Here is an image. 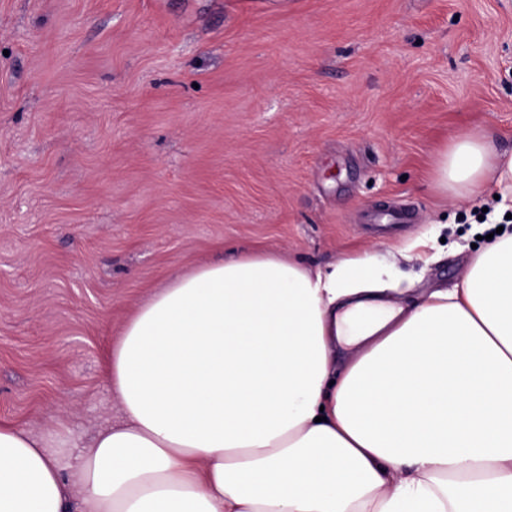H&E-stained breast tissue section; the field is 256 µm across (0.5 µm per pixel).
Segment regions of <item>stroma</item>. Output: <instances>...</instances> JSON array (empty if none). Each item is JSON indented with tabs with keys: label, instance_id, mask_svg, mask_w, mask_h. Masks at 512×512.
<instances>
[{
	"label": "stroma",
	"instance_id": "1",
	"mask_svg": "<svg viewBox=\"0 0 512 512\" xmlns=\"http://www.w3.org/2000/svg\"><path fill=\"white\" fill-rule=\"evenodd\" d=\"M472 127L512 147V0H0V420H117L111 342L224 255L454 287L482 208L427 180Z\"/></svg>",
	"mask_w": 512,
	"mask_h": 512
}]
</instances>
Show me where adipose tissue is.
I'll return each mask as SVG.
<instances>
[{
  "instance_id": "ef3b65f1",
  "label": "adipose tissue",
  "mask_w": 512,
  "mask_h": 512,
  "mask_svg": "<svg viewBox=\"0 0 512 512\" xmlns=\"http://www.w3.org/2000/svg\"><path fill=\"white\" fill-rule=\"evenodd\" d=\"M430 188L501 229L454 288L402 305L368 254L178 275L112 343L123 418L70 469L67 426L0 422V512H512V150L461 131Z\"/></svg>"
}]
</instances>
